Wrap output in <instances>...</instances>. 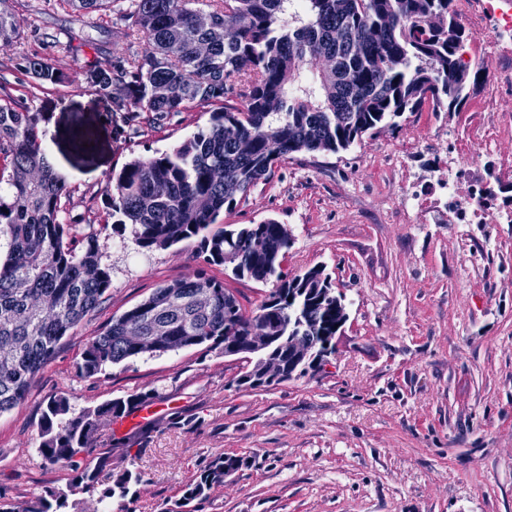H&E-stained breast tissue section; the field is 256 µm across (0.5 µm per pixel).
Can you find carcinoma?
I'll return each instance as SVG.
<instances>
[{"label":"carcinoma","instance_id":"1","mask_svg":"<svg viewBox=\"0 0 512 512\" xmlns=\"http://www.w3.org/2000/svg\"><path fill=\"white\" fill-rule=\"evenodd\" d=\"M64 2L79 13H103L119 0ZM454 2L305 0L306 18L287 31L279 27L285 0H210L209 28L195 23L199 0H125L116 16L151 49L119 60L101 56L91 71L95 94L125 122L134 125L147 112L149 125L161 126L191 105L224 103L237 82L245 92L241 106L211 112L208 124L172 151L112 172L106 195L112 215H120L116 223L134 226V244L143 251L193 241L206 264L273 288L248 315L232 292L202 273L163 284L88 340L78 373L93 377L129 359L202 346L243 359L232 385L256 390L314 372L335 354L349 315L326 267L288 277L281 270L291 244L285 225L218 219L296 154L347 150L426 104L435 112L460 110L483 71L467 57L474 37ZM19 35L12 0H0V41ZM13 68L39 87L65 81L49 60L24 53ZM314 69L313 79L287 84V77ZM158 87L166 89L162 98ZM40 121V113L0 98V234L7 237L0 259V413L25 398L60 341L112 288L94 225L61 218L67 190L46 157ZM155 398L141 391L79 412L66 396L49 399L38 451L71 479L64 489L45 490L25 512H70L71 496L95 491L100 473L112 469L107 453L93 466L86 458L98 432ZM250 464L235 454L211 457L176 508L162 512H195L189 504ZM141 482L126 468L99 501L124 500Z\"/></svg>","mask_w":512,"mask_h":512}]
</instances>
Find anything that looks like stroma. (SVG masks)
Masks as SVG:
<instances>
[{"mask_svg":"<svg viewBox=\"0 0 512 512\" xmlns=\"http://www.w3.org/2000/svg\"><path fill=\"white\" fill-rule=\"evenodd\" d=\"M22 36L0 42V85L42 113L46 153L67 185L68 222L94 223L112 269L106 299L71 329L26 398L0 414V496L23 512L67 472L37 448L49 397L75 410L143 390L166 412L146 434L136 421L100 431L114 472L139 470L134 497L113 512H162L217 453L252 464L214 489L197 512H512V52L492 49L494 16H475L469 53L484 78L458 112H407L350 149L296 155L254 187L223 224L287 225L288 275L322 265L348 303L349 319L323 368L271 389L238 390L242 367L221 350L181 349L137 358L86 378L77 364L88 340L160 285L206 271L237 292L245 310L268 286L204 265L194 242L144 253L132 225L114 226L106 196L112 169L172 150L207 125L209 108L172 115L135 132L111 115L87 73L102 51L144 52L118 20L73 12L60 0H13ZM49 59L65 83L32 89L10 69L18 53ZM503 191L478 224L453 221L440 187L465 198L487 177ZM415 197L416 206L405 203Z\"/></svg>","mask_w":512,"mask_h":512,"instance_id":"stroma-1","label":"stroma"}]
</instances>
